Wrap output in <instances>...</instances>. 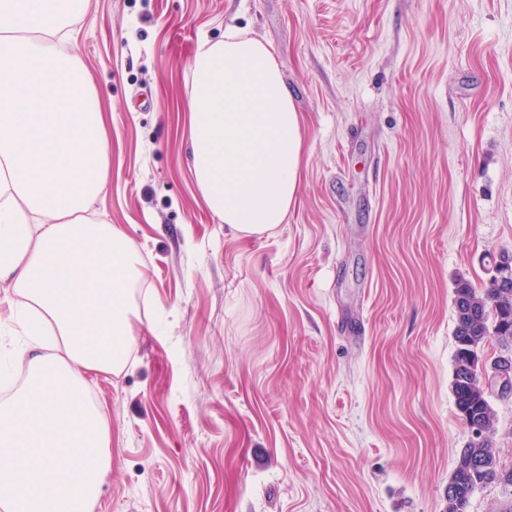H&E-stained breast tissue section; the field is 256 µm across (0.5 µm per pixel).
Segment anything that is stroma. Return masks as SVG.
Here are the masks:
<instances>
[{
    "mask_svg": "<svg viewBox=\"0 0 512 512\" xmlns=\"http://www.w3.org/2000/svg\"><path fill=\"white\" fill-rule=\"evenodd\" d=\"M229 24L304 120L299 203L261 235L189 173L195 43ZM75 40L111 170L91 209L142 257L131 360L85 376L95 512H445L454 281L512 251V0H88Z\"/></svg>",
    "mask_w": 512,
    "mask_h": 512,
    "instance_id": "obj_1",
    "label": "stroma"
}]
</instances>
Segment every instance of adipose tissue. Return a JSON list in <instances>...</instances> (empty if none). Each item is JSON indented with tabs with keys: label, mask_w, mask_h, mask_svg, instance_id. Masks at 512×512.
<instances>
[{
	"label": "adipose tissue",
	"mask_w": 512,
	"mask_h": 512,
	"mask_svg": "<svg viewBox=\"0 0 512 512\" xmlns=\"http://www.w3.org/2000/svg\"><path fill=\"white\" fill-rule=\"evenodd\" d=\"M85 0H0V283L30 336L28 378L0 400V512H93L110 432L89 372L128 364L141 259L89 217L109 180L100 105L72 53ZM190 173L221 223L273 230L298 202L303 120L275 53L238 27L191 65Z\"/></svg>",
	"instance_id": "obj_1"
}]
</instances>
